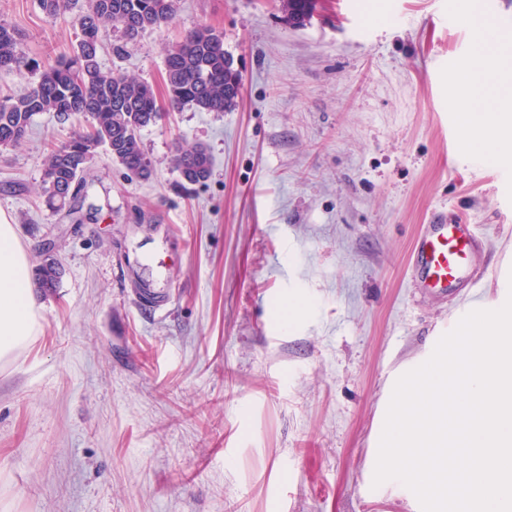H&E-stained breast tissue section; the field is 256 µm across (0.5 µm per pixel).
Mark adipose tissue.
I'll list each match as a JSON object with an SVG mask.
<instances>
[{"instance_id":"obj_1","label":"adipose tissue","mask_w":512,"mask_h":512,"mask_svg":"<svg viewBox=\"0 0 512 512\" xmlns=\"http://www.w3.org/2000/svg\"><path fill=\"white\" fill-rule=\"evenodd\" d=\"M458 148L485 149L492 160H512V95L497 105L472 98L457 109ZM45 316L31 282V264L14 224L0 211V371L13 367L43 333Z\"/></svg>"}]
</instances>
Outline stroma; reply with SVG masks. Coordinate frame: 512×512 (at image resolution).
I'll return each mask as SVG.
<instances>
[{"label":"stroma","instance_id":"1","mask_svg":"<svg viewBox=\"0 0 512 512\" xmlns=\"http://www.w3.org/2000/svg\"><path fill=\"white\" fill-rule=\"evenodd\" d=\"M383 4L363 26L357 10ZM451 0H177L172 22L98 61L166 102L168 47L210 27L242 77L227 112L184 108L139 133V180L98 151L75 199L46 206L44 159L83 121L35 116L0 150V210L32 263L43 335L0 371V501L10 512H417L367 489L388 380L468 312L414 288L430 215L482 249L472 290L493 308L512 262V206L489 162L458 150L471 34ZM17 50L48 66L76 46L71 12L0 0ZM209 179L181 180L180 143ZM303 311H290L293 303ZM175 169L180 177L190 184L205 182L211 173V160L207 149L201 145L178 144ZM51 261V258L48 259ZM63 271L54 260L43 259L32 271V280L37 288L52 292L59 287Z\"/></svg>","mask_w":512,"mask_h":512}]
</instances>
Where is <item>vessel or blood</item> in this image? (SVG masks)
Returning a JSON list of instances; mask_svg holds the SVG:
<instances>
[{"label": "vessel or blood", "instance_id": "vessel-or-blood-1", "mask_svg": "<svg viewBox=\"0 0 512 512\" xmlns=\"http://www.w3.org/2000/svg\"><path fill=\"white\" fill-rule=\"evenodd\" d=\"M481 245L482 239L473 227L433 215L413 247L415 287L462 292L469 285L470 266Z\"/></svg>", "mask_w": 512, "mask_h": 512}]
</instances>
